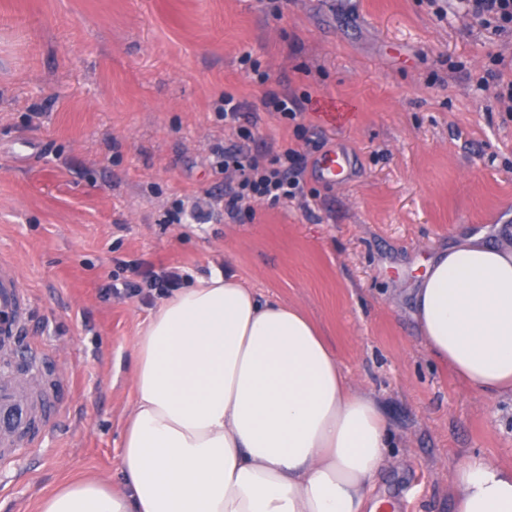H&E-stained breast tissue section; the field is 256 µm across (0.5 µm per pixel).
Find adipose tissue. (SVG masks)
Segmentation results:
<instances>
[{"instance_id":"adipose-tissue-1","label":"adipose tissue","mask_w":512,"mask_h":512,"mask_svg":"<svg viewBox=\"0 0 512 512\" xmlns=\"http://www.w3.org/2000/svg\"><path fill=\"white\" fill-rule=\"evenodd\" d=\"M428 356L476 394L512 395V250L478 235L430 261L415 295ZM122 489L87 479L40 512H379L392 432L298 308L212 272L158 304L131 342ZM453 512H512V467L472 457Z\"/></svg>"}]
</instances>
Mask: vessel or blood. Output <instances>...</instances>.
Listing matches in <instances>:
<instances>
[{
    "instance_id": "vessel-or-blood-1",
    "label": "vessel or blood",
    "mask_w": 512,
    "mask_h": 512,
    "mask_svg": "<svg viewBox=\"0 0 512 512\" xmlns=\"http://www.w3.org/2000/svg\"><path fill=\"white\" fill-rule=\"evenodd\" d=\"M346 153L332 151L318 161L324 182L349 180ZM31 301L19 279L0 263V355L19 357L25 376H0V471L13 470L26 449L44 447L61 423L66 408L54 399L48 372L56 362L51 347L27 339Z\"/></svg>"
}]
</instances>
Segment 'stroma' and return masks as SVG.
Wrapping results in <instances>:
<instances>
[{
    "mask_svg": "<svg viewBox=\"0 0 512 512\" xmlns=\"http://www.w3.org/2000/svg\"><path fill=\"white\" fill-rule=\"evenodd\" d=\"M251 52L252 64L241 57ZM512 58L455 0H0V261L31 299L33 340H60L67 421L40 459L0 472V512L82 474L120 487L130 349L156 291L134 262L219 269L300 308L394 438L375 491L396 512H452L471 455L512 466V396H477L430 360L415 320L425 264L466 233L512 247V112L488 78ZM298 99L296 121L266 106ZM244 104L253 138L216 108ZM341 147L351 180L313 167ZM305 157L302 192L172 224L184 195L223 197L217 149Z\"/></svg>",
    "mask_w": 512,
    "mask_h": 512,
    "instance_id": "stroma-1",
    "label": "stroma"
}]
</instances>
